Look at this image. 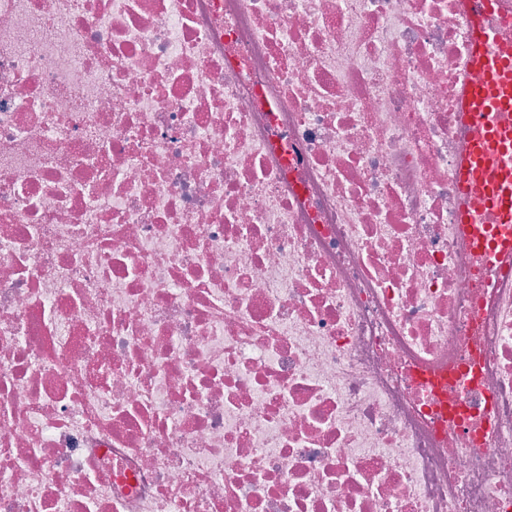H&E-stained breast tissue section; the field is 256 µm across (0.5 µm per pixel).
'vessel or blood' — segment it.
Returning a JSON list of instances; mask_svg holds the SVG:
<instances>
[{
    "instance_id": "1",
    "label": "vessel or blood",
    "mask_w": 512,
    "mask_h": 512,
    "mask_svg": "<svg viewBox=\"0 0 512 512\" xmlns=\"http://www.w3.org/2000/svg\"><path fill=\"white\" fill-rule=\"evenodd\" d=\"M498 0H461L473 49L460 86V110L473 135L456 178L467 204L458 221L468 244L495 263L512 249V46L491 25Z\"/></svg>"
}]
</instances>
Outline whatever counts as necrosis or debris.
<instances>
[{"instance_id":"necrosis-or-debris-1","label":"necrosis or debris","mask_w":512,"mask_h":512,"mask_svg":"<svg viewBox=\"0 0 512 512\" xmlns=\"http://www.w3.org/2000/svg\"><path fill=\"white\" fill-rule=\"evenodd\" d=\"M470 54L459 0H0V512H512Z\"/></svg>"}]
</instances>
